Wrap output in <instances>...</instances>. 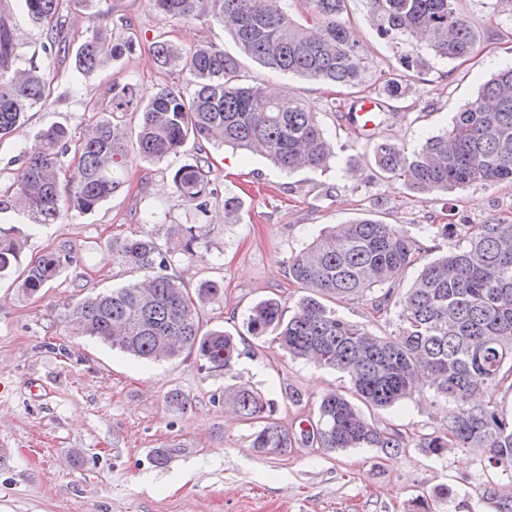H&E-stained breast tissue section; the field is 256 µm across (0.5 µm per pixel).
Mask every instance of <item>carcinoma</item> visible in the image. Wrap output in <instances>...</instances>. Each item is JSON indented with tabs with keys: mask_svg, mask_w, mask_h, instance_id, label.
<instances>
[{
	"mask_svg": "<svg viewBox=\"0 0 512 512\" xmlns=\"http://www.w3.org/2000/svg\"><path fill=\"white\" fill-rule=\"evenodd\" d=\"M28 19L45 30V52L69 51L62 36L59 0H22ZM305 22L290 14L288 0H152L155 9L177 20H204L233 27L241 51L270 70L345 88L363 85L366 64L345 21L347 0H301ZM455 0H370V14L385 37L414 35L441 57L457 59L477 48V26L454 7ZM135 50L131 41L114 43L98 30L76 51V69L89 75ZM153 56L163 68L186 75L191 91L164 87L134 106L132 83L112 85L99 109L108 113L76 148L77 161L66 181L65 157L71 132L51 125L36 144L18 156L12 184L14 204L42 223L70 212L94 211L125 183L124 133L110 115L140 113L133 147L141 157L161 161L205 140L235 149L262 152L291 172L326 169L336 155L317 113L300 98H271L242 74L237 56L207 44L184 50L161 40ZM402 74L382 83L379 107L405 94L408 72L422 59H401ZM46 73L19 63L10 25L0 22V140L10 136L25 114L46 104ZM380 175L402 180L417 195L449 194L474 182L512 184V66L494 74L444 132L408 154L379 141L373 148ZM203 156L181 165L172 177L174 191L201 215L210 210L218 189L208 179ZM437 233L455 236L458 246L426 261L404 293L386 291L374 301L377 311L398 309V333L378 336L348 321L322 299L356 301L391 283L426 253L395 224L368 218L341 224L313 239L288 260L291 280L309 291L297 312L284 318L281 300L268 298L249 310L246 328L293 358L343 372L351 396L329 393L306 425L288 429L274 418L275 404L246 384L224 391V404L258 427L251 447L286 452L300 446L324 450L374 448L392 457L410 445L441 457L450 448H482L490 464L512 467V416L480 393L512 377V223L438 224ZM196 226L183 225L171 247L134 234L112 242V253L153 276L144 284L87 297L72 314L88 335L138 358L173 359L194 355L208 370L229 369L240 356L233 336L207 329L203 305L224 296V284L204 281L191 295L167 269L175 255L197 257ZM22 242L14 227L0 225V274L19 263ZM62 246L25 270L21 288L32 295L72 265ZM429 383L435 402L444 403L445 424L412 437L368 422L357 403L387 408L412 396L418 382Z\"/></svg>",
	"mask_w": 512,
	"mask_h": 512,
	"instance_id": "1",
	"label": "carcinoma"
}]
</instances>
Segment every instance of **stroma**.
<instances>
[{"instance_id": "1", "label": "stroma", "mask_w": 512, "mask_h": 512, "mask_svg": "<svg viewBox=\"0 0 512 512\" xmlns=\"http://www.w3.org/2000/svg\"><path fill=\"white\" fill-rule=\"evenodd\" d=\"M456 7L480 32L477 52L467 60L436 57L412 39L382 37L368 0H347L343 18L368 65L365 92L399 74L404 56L426 62L369 140L337 115L352 90L269 71L240 55L229 29L163 17L149 0H99L92 11L80 0H61L71 47L95 29L135 43L133 53L83 76L73 56L44 52L41 31L21 0H0V17L12 27L19 54L50 80L46 104L0 142V201L16 177L14 157L54 124L82 136L99 120L93 107L112 84L135 83L142 102L164 86L186 88L184 74L155 63L152 47L160 39L185 48L208 42L239 54L250 81L308 102L338 158L324 172L288 173L262 155L206 141L160 162L131 151L124 186L90 213L40 224L15 207L0 211V224L14 226L26 240L21 265L60 246L74 257L34 295L22 290L17 274L0 277V512H415L416 497L434 496L442 486L453 496L438 501L435 512H498L499 503L512 499V470L490 466L468 448L440 458L414 447L391 458L368 448L271 454L251 448L252 425L224 408L225 387L247 383L274 400L281 424L295 428L321 396L347 390L343 373L291 359L270 339L246 333L248 312L263 299H282L285 316L296 312L303 291L289 277L288 260L321 231L368 215L397 225L439 255L449 240L435 234L434 225L512 222V184L476 183L422 199L401 180L381 177L374 164V140L420 149L450 126L492 73L512 64V20L498 16L495 0H456ZM199 153L209 160L213 186L242 200L236 223H225L223 202L204 217L174 192L173 172ZM150 210L161 223H145ZM184 224L199 230V257H175L170 272L191 291L204 280L222 282L224 296L205 305L203 320L242 343L240 357L221 374L192 357H134L85 335L69 317L78 300L147 278V271L113 256V241L142 231L164 246ZM374 299L370 292L335 310L377 335L396 333V309L376 312ZM173 388L187 396L186 409L167 406ZM292 389L300 403L289 401ZM432 395L428 388L423 398L364 416L410 435L429 434L444 424Z\"/></svg>"}]
</instances>
